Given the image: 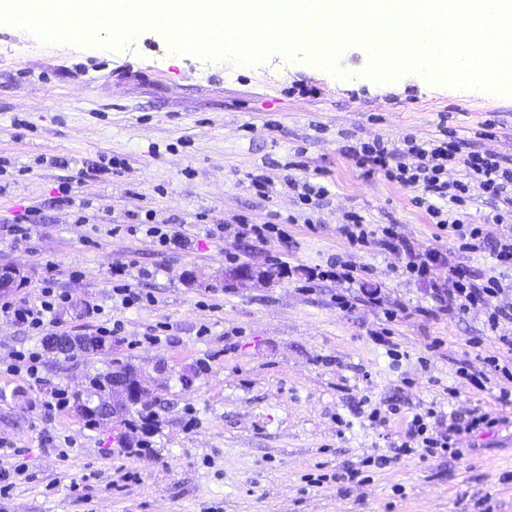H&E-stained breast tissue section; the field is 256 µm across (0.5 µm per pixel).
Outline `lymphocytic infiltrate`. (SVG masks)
<instances>
[{
    "mask_svg": "<svg viewBox=\"0 0 512 512\" xmlns=\"http://www.w3.org/2000/svg\"><path fill=\"white\" fill-rule=\"evenodd\" d=\"M353 159L367 172L381 173L414 189L415 207L425 210L435 219L437 228L458 240L464 250H479L488 236L485 225L465 223L452 212L453 207L464 204L471 190L504 199L512 205V168L502 166L498 159L489 155L461 154L458 145L445 138L420 143L409 137L400 148L378 140L364 142L354 149ZM452 165L461 169L463 177L448 182L444 175ZM342 232L353 246L376 247L403 255V275L429 285L436 313L462 317L482 307L489 311L490 329L498 331L500 312L492 308L491 300L505 288L499 277L492 275L486 282H476L468 268L449 264L446 250L433 247L417 251L394 227L375 230L357 214L348 215ZM443 266L448 269L444 280L435 275ZM67 301V296L55 293L51 277L46 276L37 301L0 304V314L39 336L57 327V314ZM491 422L486 413L476 411L465 420L455 414H444L435 405L423 404L414 413L404 441L393 446L392 451L398 457L414 455L424 460L440 449L459 458L463 455L462 449L456 446L459 437Z\"/></svg>",
    "mask_w": 512,
    "mask_h": 512,
    "instance_id": "obj_1",
    "label": "lymphocytic infiltrate"
}]
</instances>
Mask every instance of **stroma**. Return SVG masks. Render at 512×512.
Instances as JSON below:
<instances>
[{"mask_svg":"<svg viewBox=\"0 0 512 512\" xmlns=\"http://www.w3.org/2000/svg\"><path fill=\"white\" fill-rule=\"evenodd\" d=\"M338 62L340 77L305 56L238 64L177 55L152 29L121 48L89 50L0 22V262L24 275L10 298L34 299L49 272L70 297L59 334L99 335L90 303L124 323L101 353L61 355L0 316V356L34 348L43 363L38 385L0 369V441L12 447L0 468L25 472L0 489V512H512V405L497 402L512 381L495 372L492 387L476 392L468 378L490 356L512 364L498 340L512 334V288L492 301L511 314L496 333L482 308L428 315L429 288L396 275L399 254L353 247L339 232L354 212L396 225L416 250L441 247L450 263L490 273L491 245L458 250L414 206L413 190L365 174L347 149L430 140L444 123L462 153L511 167L512 97L429 86L413 72L375 81L360 45ZM260 174L269 195L247 187ZM305 180L328 190L318 207L292 189ZM63 182L72 185L68 206L55 200ZM28 210L30 231L15 236L13 218ZM148 211L180 230L179 244L161 253L143 236L111 234ZM463 211L473 224L503 214L492 235L512 236L502 199L477 194ZM240 219L287 225L288 237L263 247L206 238L205 225ZM336 258L362 270L354 286L321 277ZM128 265L144 270L135 285L152 305L113 309L112 270ZM242 265L282 274L242 289L229 279ZM341 295L350 311L339 309ZM400 305L403 318L388 323L387 309ZM383 327L400 361L370 339ZM118 363L157 385L159 423L134 453L123 451L131 432L120 421L91 423L70 406L48 416L33 404ZM430 402L464 418L481 409L497 423L460 440L464 459L373 465ZM390 404L401 415L383 426L368 420ZM350 470L356 482L343 480Z\"/></svg>","mask_w":512,"mask_h":512,"instance_id":"35a3bbf8","label":"stroma"}]
</instances>
